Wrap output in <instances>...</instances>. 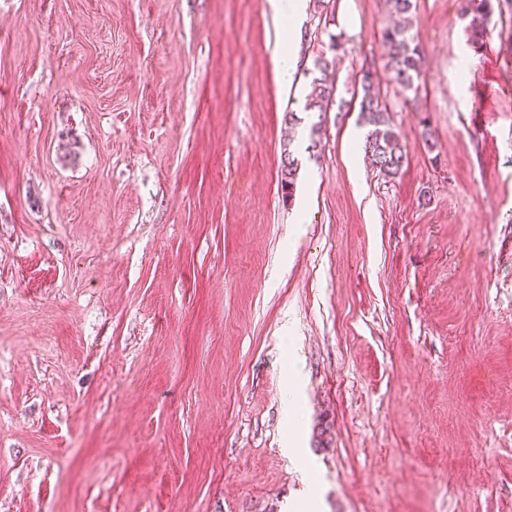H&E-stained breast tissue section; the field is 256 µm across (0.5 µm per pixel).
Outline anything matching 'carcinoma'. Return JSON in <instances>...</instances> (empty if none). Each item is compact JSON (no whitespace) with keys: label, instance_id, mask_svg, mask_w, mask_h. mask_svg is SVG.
<instances>
[{"label":"carcinoma","instance_id":"cac0c4a2","mask_svg":"<svg viewBox=\"0 0 512 512\" xmlns=\"http://www.w3.org/2000/svg\"><path fill=\"white\" fill-rule=\"evenodd\" d=\"M390 12L399 21L387 26L382 38L388 47L386 69L391 80L405 92L418 93V81L421 76L422 54L408 31V14L412 9V0H389ZM494 8L492 0H467L460 18L467 21L471 43L480 48L486 44L490 34L489 24ZM331 61L324 56L314 59L311 70V92L307 95L304 109L311 112H325L333 102L335 85L327 80ZM363 95L360 102V114L367 127L363 148L374 165L386 175H396L407 159V149L401 132L391 122L381 91L374 84L370 74L363 75ZM298 171V163L289 152L284 154L281 169V188L285 195L292 196Z\"/></svg>","mask_w":512,"mask_h":512}]
</instances>
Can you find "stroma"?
<instances>
[{
    "label": "stroma",
    "mask_w": 512,
    "mask_h": 512,
    "mask_svg": "<svg viewBox=\"0 0 512 512\" xmlns=\"http://www.w3.org/2000/svg\"><path fill=\"white\" fill-rule=\"evenodd\" d=\"M412 3L414 101L387 0H0V512H512V0ZM307 0H267L269 9L275 16L288 20L304 14ZM390 12L400 19L387 26L382 38L388 47L386 69L391 80L405 92L417 95L422 68V54L408 31V14L412 9L411 0H389ZM466 2L460 17L468 20L466 28L470 32V41L476 45L475 48H480L486 44L490 34L489 24L494 11L492 0H467ZM274 65L282 83H291L297 67V58L291 51L290 42H284L282 51L274 60ZM331 61L323 55L314 59V69L309 70L313 76L310 81L311 92L307 95L304 109L311 112H326L329 103L333 102L335 85L328 81L326 75ZM360 114L368 128L363 148L385 175H397L407 159L401 132L391 122L381 91L370 75H363Z\"/></svg>",
    "instance_id": "1"
}]
</instances>
